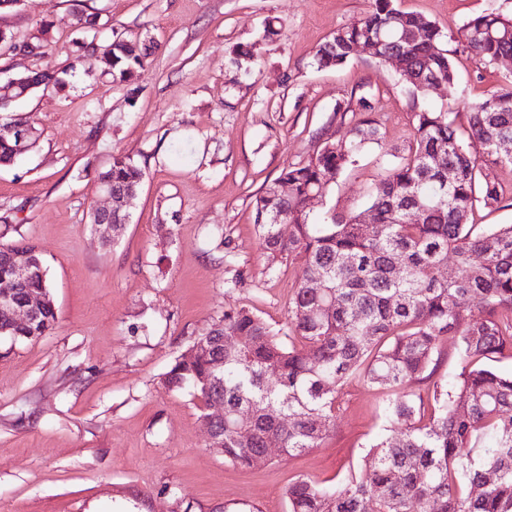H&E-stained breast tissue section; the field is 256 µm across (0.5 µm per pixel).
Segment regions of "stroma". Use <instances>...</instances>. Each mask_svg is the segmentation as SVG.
I'll use <instances>...</instances> for the list:
<instances>
[{
  "instance_id": "1",
  "label": "stroma",
  "mask_w": 512,
  "mask_h": 512,
  "mask_svg": "<svg viewBox=\"0 0 512 512\" xmlns=\"http://www.w3.org/2000/svg\"><path fill=\"white\" fill-rule=\"evenodd\" d=\"M441 29L512 0H396ZM374 0H21L0 30L44 28V57L0 48V71L49 69L62 89L17 102L40 133L0 165V246L35 245L57 323L28 342L0 338V512H288L300 477L335 487L390 433L392 394L359 381L320 447L241 468L209 448L199 399L162 380L225 310L246 307L285 328L301 259L269 264L253 201L283 169L342 138L375 106L384 134L312 205L316 220L363 211L394 154L412 140L409 84L391 64L356 53L339 68L312 60ZM95 14L76 30L74 12ZM278 34L266 38L267 23ZM146 39L154 52L127 82L87 72L77 39ZM454 87L428 92L456 112L512 78V60L475 62L447 42ZM144 172L114 242L91 222L97 182L114 156Z\"/></svg>"
}]
</instances>
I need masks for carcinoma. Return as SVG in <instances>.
Instances as JSON below:
<instances>
[{"instance_id":"obj_1","label":"carcinoma","mask_w":512,"mask_h":512,"mask_svg":"<svg viewBox=\"0 0 512 512\" xmlns=\"http://www.w3.org/2000/svg\"><path fill=\"white\" fill-rule=\"evenodd\" d=\"M365 40L374 42L377 58H400L412 95L413 141L367 207L374 223H357L356 212L318 223L307 208L309 196L338 180L366 144L383 139L362 97L365 118L336 148L323 145L254 199L267 258L305 259L289 301L288 332L278 335L246 308L226 310L193 341L210 350L191 358L180 354L163 385L192 389L206 418L214 404L224 405V419L215 424L221 453L225 461L248 468L270 437L279 439L285 455L319 447L335 421L338 394L353 378L387 390L422 383L424 390L389 401L385 412L394 431L371 446L364 469L334 489L305 478L294 481L286 490L288 512H512V375L480 363L512 349V224L483 229L468 223L477 206L493 207L503 199L494 168L512 165V155L497 150L500 141L512 140V80L463 103V130L457 113L418 105L430 80L448 87L455 82L441 48L445 42H457L484 65L512 55V15L484 12L445 33L393 0H375L363 19L319 45L314 64L342 66ZM113 44V62L102 64L94 60L93 43L79 42L89 67L122 84L144 66L152 46L129 58L120 51L124 40ZM26 78L45 87L64 84L50 70ZM472 140L483 143L480 159L469 150ZM439 154L456 171L446 187L432 163ZM19 156L15 134L0 128V163ZM142 176L133 159L116 156L99 181L137 190ZM281 182L288 183L286 195L277 191ZM277 217L288 220L286 238L273 223ZM20 252L32 266L27 287L50 289L32 246L0 248V279L7 275L8 255ZM450 257L454 270L445 277L442 266ZM56 321L50 298L35 322L3 336L38 339ZM445 337L464 362L449 384L434 379ZM245 409L250 416L244 420Z\"/></svg>"}]
</instances>
